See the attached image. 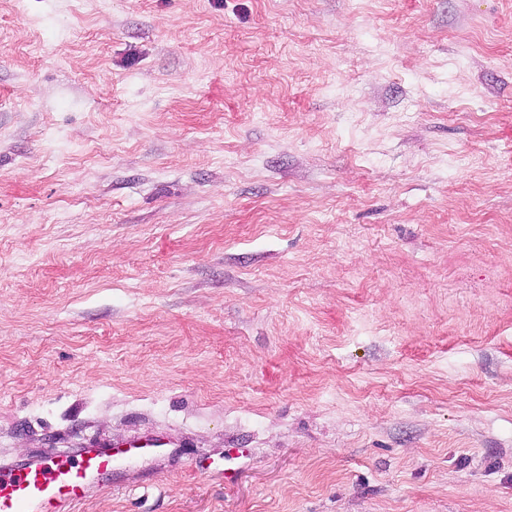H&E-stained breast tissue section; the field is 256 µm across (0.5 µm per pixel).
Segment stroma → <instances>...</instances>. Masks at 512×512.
<instances>
[{
    "instance_id": "obj_1",
    "label": "stroma",
    "mask_w": 512,
    "mask_h": 512,
    "mask_svg": "<svg viewBox=\"0 0 512 512\" xmlns=\"http://www.w3.org/2000/svg\"><path fill=\"white\" fill-rule=\"evenodd\" d=\"M146 434L75 512H512V0H0V459ZM246 450L244 448H232L228 451L224 467L214 465L208 458H200L195 462V471L201 475L218 479L223 482L224 485H231L234 483L237 470L230 466L231 462L242 456H245Z\"/></svg>"
}]
</instances>
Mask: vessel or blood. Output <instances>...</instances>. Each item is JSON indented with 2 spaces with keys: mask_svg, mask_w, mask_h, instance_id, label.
<instances>
[{
  "mask_svg": "<svg viewBox=\"0 0 512 512\" xmlns=\"http://www.w3.org/2000/svg\"><path fill=\"white\" fill-rule=\"evenodd\" d=\"M173 442L166 436L146 439L86 442L74 451L56 455L30 454L0 464V512H75L94 492L124 485L127 464L168 452ZM243 449L229 450L227 466L208 458L195 463L197 473L233 484L237 471L232 460Z\"/></svg>",
  "mask_w": 512,
  "mask_h": 512,
  "instance_id": "1",
  "label": "vessel or blood"
}]
</instances>
